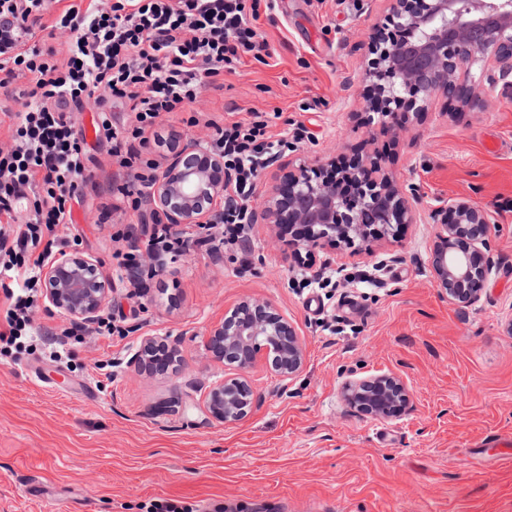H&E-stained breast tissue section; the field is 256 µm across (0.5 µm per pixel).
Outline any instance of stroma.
Instances as JSON below:
<instances>
[{
	"instance_id": "35a3bbf8",
	"label": "stroma",
	"mask_w": 512,
	"mask_h": 512,
	"mask_svg": "<svg viewBox=\"0 0 512 512\" xmlns=\"http://www.w3.org/2000/svg\"><path fill=\"white\" fill-rule=\"evenodd\" d=\"M356 0H280L257 22L271 52L246 59L224 85L203 92L189 125L175 114L177 141L204 138L208 122L272 114V134L288 150L258 178L260 207L288 160L314 163L379 157L386 173L416 185L424 204L464 198L490 208L493 270L479 301L453 303L430 266L432 224H412L396 240L356 254L327 247L294 257L266 224L254 225L248 258L187 251L139 299L116 274V248L142 246L151 206L118 211L122 178L96 109L72 113L85 135L92 184L72 221L60 226L71 252L94 258L111 285L106 313L123 315L124 336L72 337L56 363L51 343L68 319L38 300V335L27 351L0 354V512H153L175 501L186 512H512V459L491 440L512 434V96L483 87L456 110L436 100L400 137L368 121L366 35L383 12ZM132 238L114 242L116 228ZM347 268L338 287L305 288L300 272ZM370 276L365 288L356 274ZM245 299L270 302L296 328L305 351L301 373L285 379L258 368V396L244 419L214 421L209 386L234 369L204 350L201 335ZM149 338L178 342V370L156 376L132 357ZM381 372L401 375L413 409L366 418L341 387Z\"/></svg>"
}]
</instances>
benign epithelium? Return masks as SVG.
<instances>
[{
    "label": "benign epithelium",
    "instance_id": "1",
    "mask_svg": "<svg viewBox=\"0 0 512 512\" xmlns=\"http://www.w3.org/2000/svg\"><path fill=\"white\" fill-rule=\"evenodd\" d=\"M384 19L367 43L368 111L393 134L426 111L435 98L468 105L487 84L512 95V0H385ZM212 207L206 209L202 200ZM224 201V161L200 140L177 149L158 175L149 204L176 229L211 223ZM254 221L271 224L295 254L312 256L327 246L354 248L393 237L404 224L437 226L431 268L442 297L472 304L491 273L488 255L492 211L455 198L422 206L413 185L402 187L378 162L360 160L341 170L288 163ZM45 298L74 322L92 324L110 291L90 257L58 254L43 270ZM205 350L234 366L205 396L218 423L239 421L252 409L249 373L268 366L291 379L303 368L304 351L294 326L268 302L243 300L203 333ZM347 404L363 417L384 419L412 408L401 376L384 372L344 383Z\"/></svg>",
    "mask_w": 512,
    "mask_h": 512
}]
</instances>
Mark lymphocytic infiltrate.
<instances>
[{
  "instance_id": "1",
  "label": "lymphocytic infiltrate",
  "mask_w": 512,
  "mask_h": 512,
  "mask_svg": "<svg viewBox=\"0 0 512 512\" xmlns=\"http://www.w3.org/2000/svg\"><path fill=\"white\" fill-rule=\"evenodd\" d=\"M273 7V0H88L53 14L50 0H0V124L8 130L0 147V351L21 349L34 336L41 268L60 246L57 228L70 223L79 188L92 178L71 110L97 103L98 129L127 175L124 202L139 210L158 167L151 148L164 141L159 119L188 111L246 57L262 60L268 45L257 21L261 9ZM66 31L76 38L61 59L51 40ZM114 102L127 107V119L117 120ZM207 145L224 161V200L212 225L189 237L154 218L146 249L152 264L136 248L113 254L133 287L155 278V259L173 261L191 246L241 253L259 173L288 142L273 137L266 113L254 112L214 125Z\"/></svg>"
}]
</instances>
